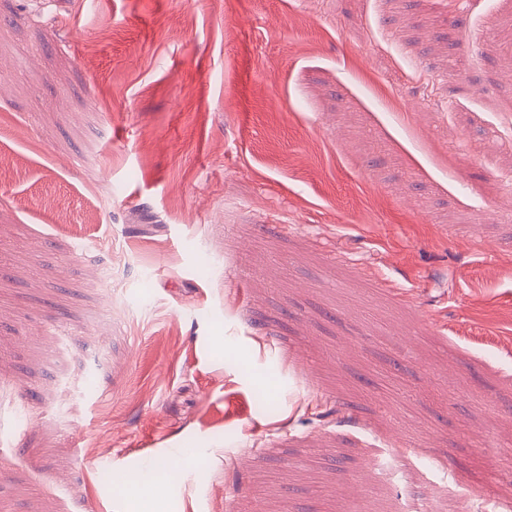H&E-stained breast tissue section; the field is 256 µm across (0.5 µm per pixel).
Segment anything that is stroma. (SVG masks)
<instances>
[{
  "mask_svg": "<svg viewBox=\"0 0 512 512\" xmlns=\"http://www.w3.org/2000/svg\"><path fill=\"white\" fill-rule=\"evenodd\" d=\"M510 180L512 0H0V512H496ZM372 489L383 487L380 483L403 478L398 512H481L482 496L474 494L463 500L457 488L449 483H438L420 477L408 467L404 456L393 455L379 469Z\"/></svg>",
  "mask_w": 512,
  "mask_h": 512,
  "instance_id": "stroma-1",
  "label": "stroma"
}]
</instances>
